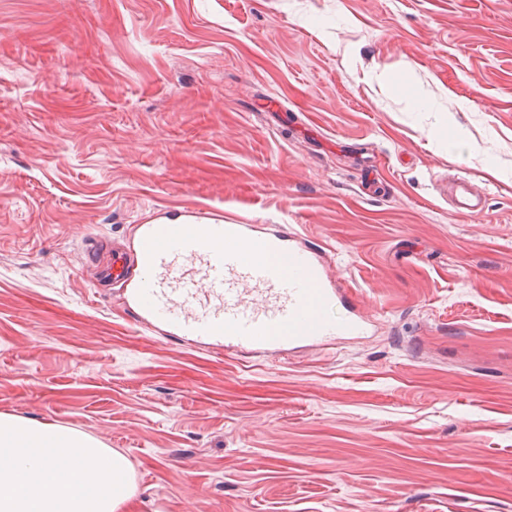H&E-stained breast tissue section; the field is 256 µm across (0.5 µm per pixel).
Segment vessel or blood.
Here are the masks:
<instances>
[{"label":"vessel or blood","mask_w":512,"mask_h":512,"mask_svg":"<svg viewBox=\"0 0 512 512\" xmlns=\"http://www.w3.org/2000/svg\"><path fill=\"white\" fill-rule=\"evenodd\" d=\"M190 224H144L134 253H113L104 269L139 322L203 345L279 354L366 334L321 252L287 234L263 239L265 255L242 250L251 225L194 212Z\"/></svg>","instance_id":"b4317fda"}]
</instances>
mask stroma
<instances>
[{"instance_id": "35a3bbf8", "label": "stroma", "mask_w": 512, "mask_h": 512, "mask_svg": "<svg viewBox=\"0 0 512 512\" xmlns=\"http://www.w3.org/2000/svg\"><path fill=\"white\" fill-rule=\"evenodd\" d=\"M177 209L322 246L367 334L141 325L95 282ZM1 413L124 512H512V0H0Z\"/></svg>"}]
</instances>
